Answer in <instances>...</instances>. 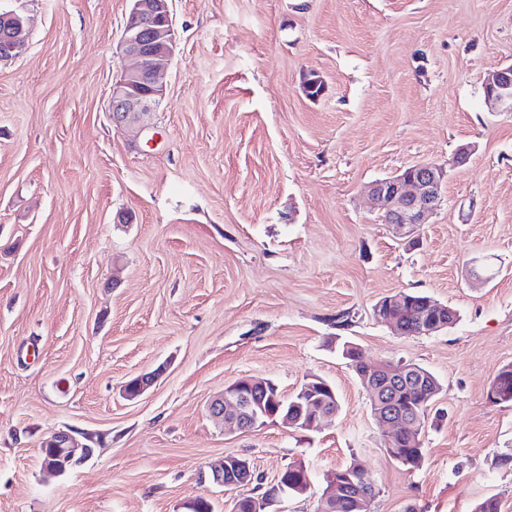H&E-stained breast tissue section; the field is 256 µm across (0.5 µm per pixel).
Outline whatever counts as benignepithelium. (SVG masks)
Masks as SVG:
<instances>
[{
	"mask_svg": "<svg viewBox=\"0 0 512 512\" xmlns=\"http://www.w3.org/2000/svg\"><path fill=\"white\" fill-rule=\"evenodd\" d=\"M131 8L126 18L120 42L122 53L134 60V65L123 72L112 84L111 107L113 119L126 124L130 119L153 109L164 97L162 69L172 57L176 47V35L170 11V0H130ZM0 36L4 49L0 63L12 61L25 53L28 47V23L16 10H0ZM484 90L488 101L512 112V65L488 72L484 78ZM448 181V168L435 163H419L402 173L377 180L367 186L371 199L385 211L399 229L413 230L425 224L443 202ZM450 308L431 300L425 303V313L420 320L422 335L434 336L448 328ZM363 385L374 397V418L390 433L388 454L395 455L400 439L406 431H415L418 417L401 405L403 388L412 384L428 386V375L403 364L379 362L369 365L363 360L354 364ZM156 374L149 373L135 379L133 385L124 387V395L134 399L153 383ZM268 381L241 378L224 387L208 407L209 414L225 427L248 431L276 420L277 413L270 411L262 395L268 394ZM336 411L325 404L310 399L303 427L312 430ZM90 437H77L73 431H57L43 441L51 448L42 468L54 476H61L85 463L95 449L87 441ZM253 466L249 460L231 455L222 458L211 467L215 484L225 490H233V512H239V502L248 500L249 512H273L280 498L257 494L249 490L253 479ZM356 508L367 510L376 494L374 480L369 475L357 477L354 472L337 471L323 489L321 501L333 502L342 491Z\"/></svg>",
	"mask_w": 512,
	"mask_h": 512,
	"instance_id": "1",
	"label": "benign epithelium"
}]
</instances>
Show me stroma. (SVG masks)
I'll return each mask as SVG.
<instances>
[{
  "instance_id": "1",
  "label": "stroma",
  "mask_w": 512,
  "mask_h": 512,
  "mask_svg": "<svg viewBox=\"0 0 512 512\" xmlns=\"http://www.w3.org/2000/svg\"><path fill=\"white\" fill-rule=\"evenodd\" d=\"M0 8L29 26L0 64V512H184L195 496L231 512L210 471L227 454L265 485L306 465L313 491L279 512H320L355 459L371 512H512V403L487 398L512 364V112L483 89L512 64V0H171L145 139L111 112L129 0ZM467 143L428 223L407 234L373 209L365 185ZM401 291L457 324L394 335L374 306ZM346 341L438 377L419 467L387 454ZM314 376L341 403L320 429L231 432L208 413L241 378L288 397ZM66 428L95 453L46 476L41 443Z\"/></svg>"
}]
</instances>
